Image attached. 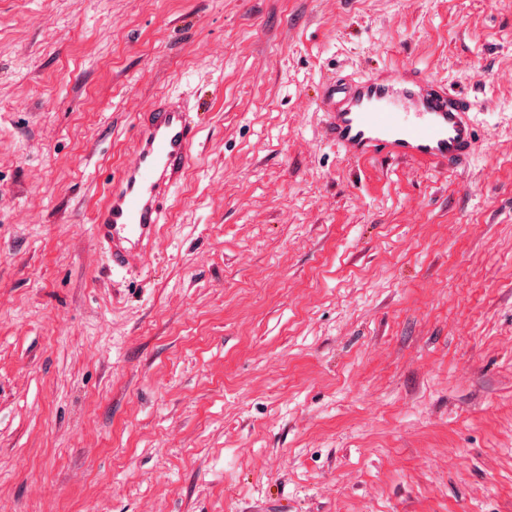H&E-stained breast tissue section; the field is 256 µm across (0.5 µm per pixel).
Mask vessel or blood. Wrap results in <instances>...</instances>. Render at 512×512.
Returning <instances> with one entry per match:
<instances>
[{
  "label": "vessel or blood",
  "instance_id": "1",
  "mask_svg": "<svg viewBox=\"0 0 512 512\" xmlns=\"http://www.w3.org/2000/svg\"><path fill=\"white\" fill-rule=\"evenodd\" d=\"M326 137L353 159L376 155L456 167L475 151L471 104L416 71L390 68L320 97ZM200 128L186 103L163 97L138 113L131 157L112 177L92 218V233L113 268L144 262L164 222L165 204L184 181Z\"/></svg>",
  "mask_w": 512,
  "mask_h": 512
}]
</instances>
